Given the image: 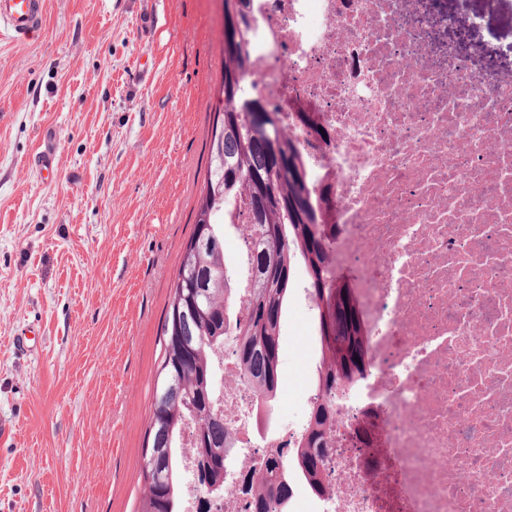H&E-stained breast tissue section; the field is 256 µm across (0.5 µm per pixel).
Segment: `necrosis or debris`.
<instances>
[{"mask_svg":"<svg viewBox=\"0 0 512 512\" xmlns=\"http://www.w3.org/2000/svg\"><path fill=\"white\" fill-rule=\"evenodd\" d=\"M435 2L251 4L243 95L282 113L367 338L319 512H512V72L480 69L512 41L462 51L445 32L482 17ZM214 359L244 476L297 434H262L233 346Z\"/></svg>","mask_w":512,"mask_h":512,"instance_id":"4bbe7bcc","label":"necrosis or debris"}]
</instances>
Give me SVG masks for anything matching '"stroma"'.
<instances>
[{
	"label": "stroma",
	"instance_id": "1",
	"mask_svg": "<svg viewBox=\"0 0 512 512\" xmlns=\"http://www.w3.org/2000/svg\"><path fill=\"white\" fill-rule=\"evenodd\" d=\"M222 24V0H46L38 30L0 40V512H140ZM48 130L50 183L33 164ZM304 296L282 326L281 400L299 426L320 356Z\"/></svg>",
	"mask_w": 512,
	"mask_h": 512
}]
</instances>
